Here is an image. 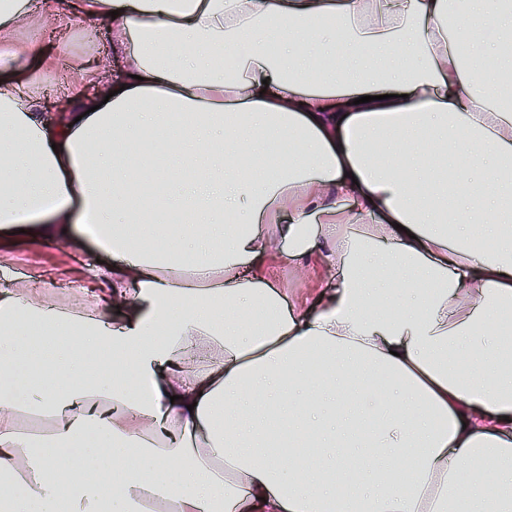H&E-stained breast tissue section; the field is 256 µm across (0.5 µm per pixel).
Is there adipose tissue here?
<instances>
[{
	"mask_svg": "<svg viewBox=\"0 0 512 512\" xmlns=\"http://www.w3.org/2000/svg\"><path fill=\"white\" fill-rule=\"evenodd\" d=\"M76 8L111 47L44 57L91 88L56 128L0 84V229L116 261L0 293V512H512V0ZM316 271L306 273L295 265L285 262L279 266L278 279L291 297L304 299L310 298L315 285Z\"/></svg>",
	"mask_w": 512,
	"mask_h": 512,
	"instance_id": "obj_1",
	"label": "adipose tissue"
}]
</instances>
